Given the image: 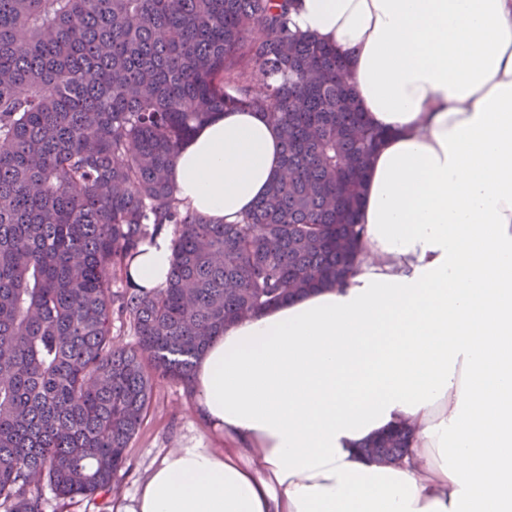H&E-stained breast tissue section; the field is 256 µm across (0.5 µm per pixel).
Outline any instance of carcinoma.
<instances>
[{"label": "carcinoma", "mask_w": 512, "mask_h": 512, "mask_svg": "<svg viewBox=\"0 0 512 512\" xmlns=\"http://www.w3.org/2000/svg\"><path fill=\"white\" fill-rule=\"evenodd\" d=\"M296 0H0V508L116 490L158 381L243 309L359 261L366 164L384 138L346 61L291 28ZM267 112L284 170L238 220L197 215L170 170L215 113ZM173 227L164 287L135 288ZM122 291L114 292L115 282ZM128 318L133 347L112 343ZM400 427L364 444L403 454ZM173 234L164 228L147 239L132 262L128 275L131 281L145 290L165 285L171 266Z\"/></svg>", "instance_id": "obj_1"}]
</instances>
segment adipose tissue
I'll return each mask as SVG.
<instances>
[{"label":"adipose tissue","mask_w":512,"mask_h":512,"mask_svg":"<svg viewBox=\"0 0 512 512\" xmlns=\"http://www.w3.org/2000/svg\"><path fill=\"white\" fill-rule=\"evenodd\" d=\"M293 25L346 59L385 137L361 258L341 284L215 336L194 408L224 445L166 453L113 512H512V0H300ZM267 115L216 113L172 180L234 221L281 170ZM173 234L128 275L163 287ZM414 430L399 464L361 448Z\"/></svg>","instance_id":"obj_1"}]
</instances>
